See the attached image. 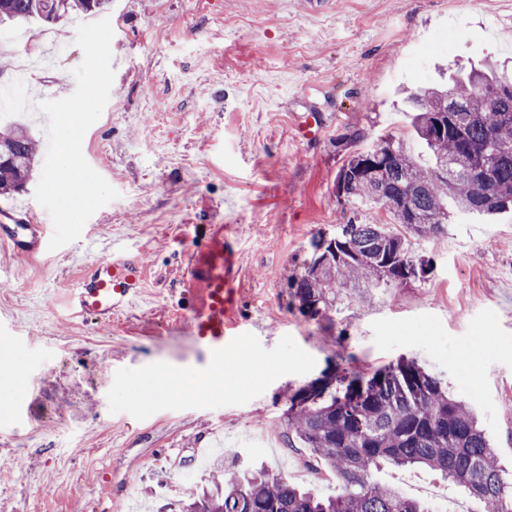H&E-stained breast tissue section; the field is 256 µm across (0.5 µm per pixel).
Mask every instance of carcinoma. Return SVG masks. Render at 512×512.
I'll list each match as a JSON object with an SVG mask.
<instances>
[{"mask_svg": "<svg viewBox=\"0 0 512 512\" xmlns=\"http://www.w3.org/2000/svg\"><path fill=\"white\" fill-rule=\"evenodd\" d=\"M107 0H0V24L99 12ZM411 126L427 156L412 154L404 140L394 146L383 171L362 167L375 149L352 151L338 171L344 198L382 207L405 233L383 224L349 222L331 239L313 241L312 257L329 254L333 270L305 267L289 285L292 304L309 321L330 317L344 302L338 283L367 288L397 283L395 270L418 260L409 237L436 236L454 216L478 219L512 212V74L495 62L461 73L407 97ZM444 134H434L435 122ZM10 155L0 160V195L20 191L30 180L38 145L23 125L0 130V145ZM489 153L493 179L457 173L452 180L434 171L448 157ZM328 388H299L289 399L283 427L291 447L309 451L343 482L342 491L325 494L302 489L265 469L224 476L214 469L172 512H430L419 500L379 482L374 473L386 464L418 466L439 473L466 490L482 512H512V475L502 470L494 448L469 406L448 396L441 380L417 362L399 361L372 373L334 372Z\"/></svg>", "mask_w": 512, "mask_h": 512, "instance_id": "cac0c4a2", "label": "carcinoma"}]
</instances>
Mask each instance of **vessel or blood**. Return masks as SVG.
Instances as JSON below:
<instances>
[{
  "mask_svg": "<svg viewBox=\"0 0 512 512\" xmlns=\"http://www.w3.org/2000/svg\"><path fill=\"white\" fill-rule=\"evenodd\" d=\"M50 238L47 225L32 223L26 214L13 228L0 231L1 241L31 258L48 255ZM189 268L190 283L200 286L202 295L186 319L187 332L219 365L225 345L236 335L234 314L241 302V249L232 225H211L205 242L190 253ZM143 280L139 258L113 250L83 268L69 308L76 315L111 321L142 295Z\"/></svg>",
  "mask_w": 512,
  "mask_h": 512,
  "instance_id": "b4317fda",
  "label": "vessel or blood"
}]
</instances>
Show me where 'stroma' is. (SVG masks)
<instances>
[{
    "mask_svg": "<svg viewBox=\"0 0 512 512\" xmlns=\"http://www.w3.org/2000/svg\"><path fill=\"white\" fill-rule=\"evenodd\" d=\"M114 80L82 152L119 196L55 254L0 249V512H124L130 500L179 499L197 449L234 471L285 473L305 464L279 422L304 384L338 369L371 372L416 360L479 415L512 470V214L487 224L454 218L412 248L426 279L351 290L330 319L292 305L318 237L383 209L336 196L344 136L361 147L408 138L403 88L445 66L512 60V0H112ZM77 23L48 30L65 57L33 71L36 90L67 81L83 60ZM423 57L420 68L410 61ZM327 131L298 138L305 112ZM211 224L234 225L242 247L244 329L224 352V387L201 390L210 366L184 332L198 298L190 253ZM122 246L141 260L144 292L102 323L65 304L84 266ZM379 481L414 496L437 485L449 508L480 512L435 474L387 469Z\"/></svg>",
    "mask_w": 512,
    "mask_h": 512,
    "instance_id": "stroma-1",
    "label": "stroma"
}]
</instances>
